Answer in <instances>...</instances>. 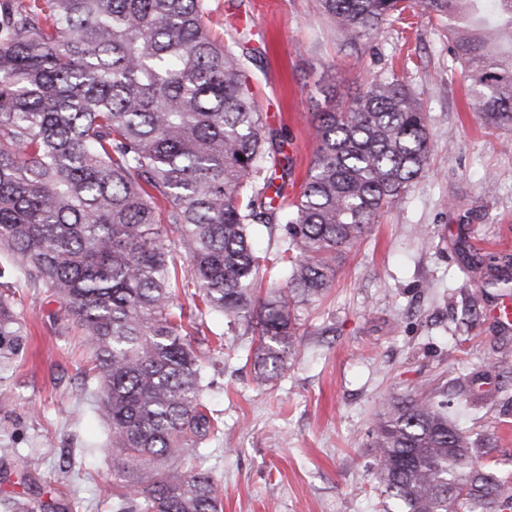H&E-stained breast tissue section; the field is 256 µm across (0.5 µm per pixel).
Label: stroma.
<instances>
[{
  "label": "stroma",
  "instance_id": "obj_1",
  "mask_svg": "<svg viewBox=\"0 0 512 512\" xmlns=\"http://www.w3.org/2000/svg\"><path fill=\"white\" fill-rule=\"evenodd\" d=\"M204 22L234 52L268 129L285 133L292 184L303 185L321 112L344 108L369 81L396 74L427 115V171L336 262V279L302 305V345L257 383L256 343L205 318L206 405L223 431L173 467L220 480L223 512H383L372 479L382 399L447 388L461 423L512 483V324L499 291L471 283L472 253L512 255V126L488 125L449 73L446 21L422 10L348 43L318 0H206ZM28 328L0 381V512H113L126 492L107 449L81 333L40 285L6 291ZM498 398L479 400L480 383Z\"/></svg>",
  "mask_w": 512,
  "mask_h": 512
}]
</instances>
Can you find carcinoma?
Returning <instances> with one entry per match:
<instances>
[{
  "label": "carcinoma",
  "mask_w": 512,
  "mask_h": 512,
  "mask_svg": "<svg viewBox=\"0 0 512 512\" xmlns=\"http://www.w3.org/2000/svg\"><path fill=\"white\" fill-rule=\"evenodd\" d=\"M354 42L422 7L448 20L479 111L512 125V0H319ZM204 0H28L0 8V251L81 328L99 385L116 475V512H222L208 470L160 461L221 431L207 412L197 317L258 337L266 382L300 346L298 306L324 295L336 256L404 197L429 160L426 117L397 77L373 79L339 112H321L298 197L293 161L245 91V64L211 37ZM284 231L288 280L262 288L260 228ZM185 258L177 277L172 250ZM467 277L512 290V257L473 255ZM27 331L0 296V375ZM374 478L385 512H507L512 486L436 396L384 399L375 413Z\"/></svg>",
  "instance_id": "1"
}]
</instances>
